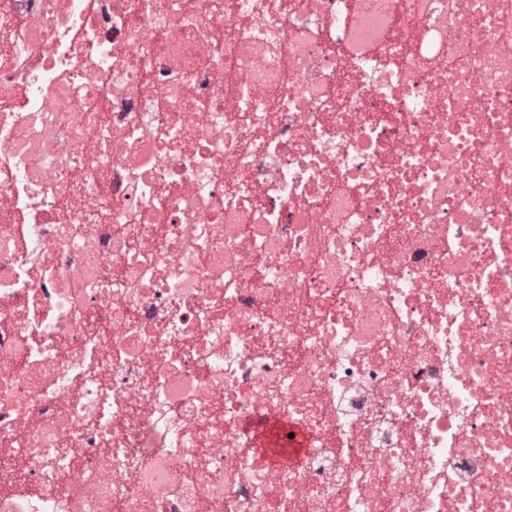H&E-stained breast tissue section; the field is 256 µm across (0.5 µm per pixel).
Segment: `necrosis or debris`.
Segmentation results:
<instances>
[{
	"instance_id": "1",
	"label": "necrosis or debris",
	"mask_w": 512,
	"mask_h": 512,
	"mask_svg": "<svg viewBox=\"0 0 512 512\" xmlns=\"http://www.w3.org/2000/svg\"><path fill=\"white\" fill-rule=\"evenodd\" d=\"M0 512H512V0H0Z\"/></svg>"
}]
</instances>
